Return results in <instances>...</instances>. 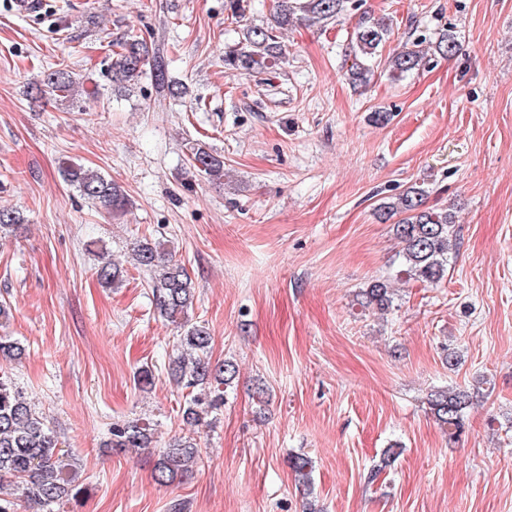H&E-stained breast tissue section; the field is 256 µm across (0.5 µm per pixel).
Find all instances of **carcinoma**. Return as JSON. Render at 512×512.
Instances as JSON below:
<instances>
[{
	"label": "carcinoma",
	"mask_w": 512,
	"mask_h": 512,
	"mask_svg": "<svg viewBox=\"0 0 512 512\" xmlns=\"http://www.w3.org/2000/svg\"><path fill=\"white\" fill-rule=\"evenodd\" d=\"M351 0H276L273 21L275 26H251L246 31V46L224 53V65L250 76L269 72L285 57V48L278 40L276 29L290 25L297 13L303 20L316 24L337 17L348 8ZM389 25L364 13L355 29L354 59L349 78L353 85L367 86L379 67L377 53L388 36ZM423 40L416 38L411 46L393 54L387 60L393 79L420 69L427 63L421 50ZM105 74L112 88L128 91L145 74H150L157 89L170 97L184 93V87L168 76L164 59L153 44L131 36L116 44ZM460 49L456 36L442 33L433 43V55L449 59ZM97 88L76 89L70 72L58 68L27 90L32 103L50 97L77 99L81 95L91 101ZM187 164L184 174L188 180L204 177L221 182L224 178V156L201 142L186 144ZM62 179L81 196L94 200L114 218L125 215L133 207L129 194L119 183L101 173L71 160L59 167ZM385 219L398 217L391 232L399 246L396 256L399 270L393 276L370 280L356 293V301L364 309L380 314L389 312L396 293L392 281L404 280L440 284L448 274V254L456 240L454 216L448 210L426 206V190L410 186L395 200L379 204ZM25 224L20 212L0 207V232L15 233ZM134 265L151 274V296L155 311L181 329L176 337V355L169 359L166 369L170 384L185 397L182 420L190 426L209 427L224 406L227 389L237 378L238 368L231 360L212 362L209 328L190 322L189 311L195 300V284L185 264L174 259L165 241L143 238L131 248ZM99 283L115 288L123 282L124 268L111 261L97 271ZM471 393L458 387H439L427 395V405L435 421L456 439L463 432ZM154 424L145 419L112 423L104 447L115 451L127 448H149L153 442ZM200 457V446L191 435L171 437L159 449L154 462V479L160 485L172 484L193 474ZM78 458L72 451L60 447L58 436L45 418L36 411L25 391L6 372H0V493L9 489L7 500L0 497V512H12L16 501H26L48 512L76 503L87 493L76 471ZM288 467L300 488L309 495L312 491L313 461L306 454H293Z\"/></svg>",
	"instance_id": "1"
}]
</instances>
